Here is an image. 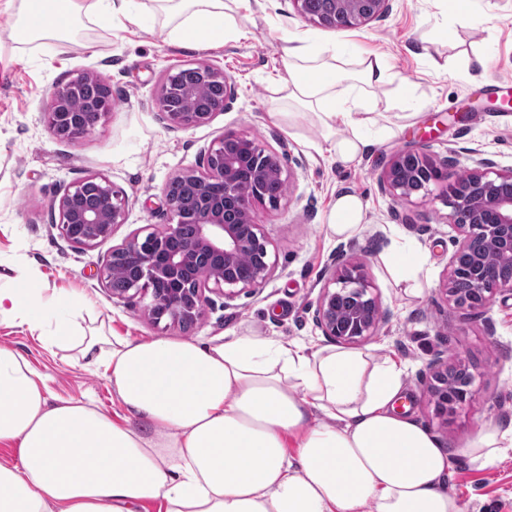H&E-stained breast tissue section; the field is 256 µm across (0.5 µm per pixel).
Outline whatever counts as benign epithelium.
<instances>
[{"label": "benign epithelium", "instance_id": "benign-epithelium-1", "mask_svg": "<svg viewBox=\"0 0 512 512\" xmlns=\"http://www.w3.org/2000/svg\"><path fill=\"white\" fill-rule=\"evenodd\" d=\"M304 18L327 26L341 9L348 10L346 27L358 29L387 15L392 0H325L324 12L315 16L308 12L307 0H291ZM187 65L170 68L161 85L159 104L173 123L189 128L209 121L224 111L226 102L234 97L235 85L224 70L210 64L195 63L193 68L207 80L224 87V96L207 110L192 108L191 92H186L184 108L174 111L168 107L170 86ZM94 85L101 89L94 111L74 113L69 104L76 91ZM109 86L94 74H79L69 82L56 87L43 112L50 131L56 122L72 120L76 127L72 137L91 132L111 110ZM408 169L421 180L420 192L428 196L430 186H444V196L450 213L448 218L458 229L460 239L449 258L444 290L449 301L460 309L476 310L485 307L495 294L512 291V195L498 191L504 182L512 183V170L495 171L489 167L471 169L465 180L457 178L455 167L436 163L427 153L413 148L393 154L383 171L382 185L395 201H408V192L402 173ZM269 176L287 182L279 156L261 148L243 134L226 133L204 153L203 170L186 172L172 178L183 183L195 197V208L186 213L169 192H164L171 223L145 236L135 234L112 249L99 278L112 297L127 300L143 291L150 293L151 302L144 307L150 319L182 333L194 332L209 304L208 292H215L226 300L241 292L255 293L270 278L275 261L269 250V241L253 215V204L266 203L259 184ZM93 188L98 198L93 208L78 205V198ZM478 200L487 210L485 221L479 224L458 222V210ZM125 201L114 190L109 180L92 175L65 189L58 200V227L63 237L81 247H93L113 233L123 223ZM238 213V219L229 216V210ZM480 241L498 253L499 262L488 265L477 260L471 267L459 265L462 255L471 252L474 242ZM247 253L260 254V262L244 272L239 259ZM122 261L128 270L122 288L113 287L116 262ZM220 266L224 277L214 278L200 274L201 266ZM466 275L472 288L462 296L455 288L456 280ZM352 296L356 304L337 307L339 299ZM381 322L380 303L374 293L365 265L359 262L343 264L334 269L322 288L316 308V323L323 335L339 344H360L376 334ZM433 369L429 386L430 398L436 413L446 416L464 408L476 395V375L461 363L431 362ZM464 370L468 384L455 390L448 389V373Z\"/></svg>", "mask_w": 512, "mask_h": 512}]
</instances>
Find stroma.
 Returning <instances> with one entry per match:
<instances>
[{
    "label": "stroma",
    "mask_w": 512,
    "mask_h": 512,
    "mask_svg": "<svg viewBox=\"0 0 512 512\" xmlns=\"http://www.w3.org/2000/svg\"><path fill=\"white\" fill-rule=\"evenodd\" d=\"M13 16L0 11V276L44 296H79L93 324L133 338L180 333L143 313V296L113 299L98 277L112 248L146 225L167 223L163 190L176 175L200 169L203 154L220 136L238 133L276 152L290 174L278 209L254 208L276 258L257 293L225 301L215 294L192 340L209 343L255 333L305 345L328 339L315 322L320 291L334 266L362 261L381 306L380 328L368 340L374 354L393 355L408 368L406 394L412 419L429 428L454 453L443 480L466 512H512V448L479 469L459 454L477 427L512 421V293H498L486 308L468 311L442 291L458 236L438 194L394 201L381 186L384 161L414 148L457 170L477 161L512 169V123L496 116L480 93L484 80H512V0H470L464 14L447 13L443 0H392L387 17L351 30L303 19L292 0H253L242 18L244 38L220 47L171 44L161 25L115 27L86 22L71 42L19 44L9 37ZM448 39H441V29ZM311 36L335 45L349 61L384 56L392 83L370 92V111L356 112L373 145L360 161L343 164L327 151L312 115L290 125L274 117L284 72L285 38ZM209 63L236 85V96L209 122L182 128L158 105L169 67ZM83 72L99 74L112 90V109L91 133L63 139L43 120L55 87ZM107 178L126 200L123 224L91 248L59 232L54 199L85 177ZM358 194L367 209L361 232L339 241L326 223L341 190ZM404 250L422 258L410 279L394 277L386 263ZM0 345L23 354L47 377L58 399L92 401L118 422L127 414L103 371L83 366L67 351H49L27 328L0 324ZM463 360L477 376L478 392L462 411L438 417L423 376L434 357Z\"/></svg>",
    "instance_id": "35a3bbf8"
}]
</instances>
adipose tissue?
Masks as SVG:
<instances>
[{
    "label": "adipose tissue",
    "mask_w": 512,
    "mask_h": 512,
    "mask_svg": "<svg viewBox=\"0 0 512 512\" xmlns=\"http://www.w3.org/2000/svg\"><path fill=\"white\" fill-rule=\"evenodd\" d=\"M20 43L69 34L82 18L111 24L161 21L171 42L196 46L238 39L248 0H5ZM279 91L289 109L315 115L337 161L363 158L371 142L354 115L369 89L392 74L382 57L356 69L308 37L282 48ZM348 91H338L341 82ZM362 199L340 192L331 236L358 234ZM76 299L0 287V323L28 326L46 349L74 351L104 369L120 424L79 400L50 403L45 377L19 352L0 347V444L18 461L0 464V512H465L442 479L453 455L431 431L396 411L406 368L370 350L306 347L268 336L199 344L81 332ZM323 421H316V414ZM512 448V422L482 426L462 453L477 467Z\"/></svg>",
    "instance_id": "adipose-tissue-1"
}]
</instances>
